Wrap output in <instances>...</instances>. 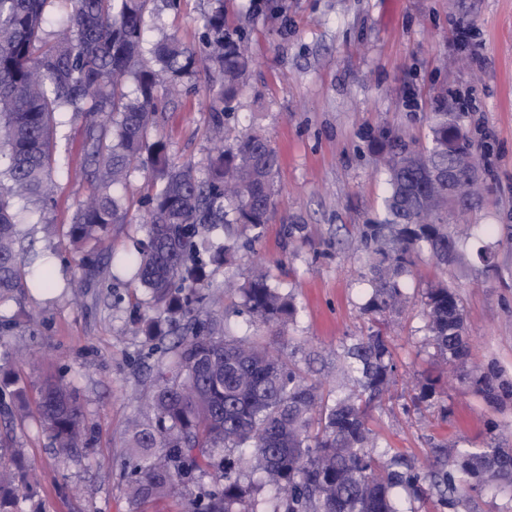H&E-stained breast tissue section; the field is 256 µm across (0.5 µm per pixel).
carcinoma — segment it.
<instances>
[{"label":"carcinoma","mask_w":512,"mask_h":512,"mask_svg":"<svg viewBox=\"0 0 512 512\" xmlns=\"http://www.w3.org/2000/svg\"><path fill=\"white\" fill-rule=\"evenodd\" d=\"M150 2L0 0V301L27 287L20 224L28 204L53 201L52 171L65 168L55 156V115L70 113L83 133L88 196L71 216L72 246L104 243L109 227L127 218L114 188L141 166L158 172L136 257V280L155 311L141 332L178 340L147 395L151 417H136L126 428L130 502L181 493L211 470L220 484L190 502V512H403L397 489L417 500L434 495L453 509L478 483L512 485V453L497 446H440L427 468L400 451L378 449L366 411L390 391L396 372L381 331L357 337L339 356L337 367L352 387L334 396L293 360L273 357L259 338H236L217 319L200 321L197 306L218 301L207 267L232 257V246L214 237L232 224L268 222L279 157L266 136L251 131L211 157L200 177L192 164L174 161L163 141L150 140L201 65L210 82L208 134L223 138L224 111L250 64L242 36L224 29L223 0H211L199 44L164 38L153 48L155 62L145 60ZM51 7L62 32L46 30ZM424 155L400 139L389 143L386 216L362 231L373 284L368 313L401 301L398 278L414 256L426 251L444 266L462 257L448 222L454 210L426 167L448 165V113H434ZM238 292L249 316L294 341L285 335L296 314L290 293L262 272ZM426 307L438 355L462 359L466 321L457 293L433 288ZM474 388L489 402L497 399L490 378L475 379ZM37 420L65 451L89 445L78 397L61 382L41 392ZM18 491L16 473L1 471L0 512Z\"/></svg>","instance_id":"carcinoma-1"}]
</instances>
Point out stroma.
Wrapping results in <instances>:
<instances>
[{"instance_id": "35a3bbf8", "label": "stroma", "mask_w": 512, "mask_h": 512, "mask_svg": "<svg viewBox=\"0 0 512 512\" xmlns=\"http://www.w3.org/2000/svg\"><path fill=\"white\" fill-rule=\"evenodd\" d=\"M209 0H180L168 8L153 0L144 18L147 42L173 34L198 43ZM230 30L247 38L249 77L224 113L226 145L246 129H260L279 155L274 209L268 224L240 229L238 259L212 268L210 282L241 284L252 268L294 297L289 333L294 344L252 323L237 295L207 308L235 336L264 335L282 356H294L325 388L339 386L336 357L369 330L386 336L397 384L368 412L384 446L425 463L437 445L477 449L499 442L512 448V387L488 402L472 380L494 375L512 384V0H224ZM472 27L469 42L456 30ZM182 101L169 107L155 136L170 155L205 168L208 90L203 76L186 83ZM458 116L479 167L474 207L454 223L467 255L464 264L439 269L420 254L402 279L401 312L363 310L373 285L359 245L364 225L382 214L388 176L377 162L379 143L398 133L426 145L434 113ZM82 133L69 114L56 117L57 154L70 164L56 174L58 193L46 210L29 215L23 230L30 257L55 253L58 279L81 277L79 295L28 289L0 303V354L37 352L27 365L0 357V378L24 387L35 405L40 386L60 380L76 390L92 439L87 448L60 451L31 419L0 414V432L14 448H0V465L21 477L36 473L13 512H187L195 496L214 485L205 476L180 497L132 507L126 495L128 458L123 430L145 416L138 402L171 340L156 342L138 330L149 316L129 261L144 238L143 203L152 169L132 172L119 188L128 221L110 228L104 272H84L67 224L86 191L78 171ZM492 252V265L477 258ZM447 282L466 317L469 354L457 365L439 359L429 341L426 292ZM432 387L433 398L409 409L412 397ZM455 512H512V487L492 483L466 490Z\"/></svg>"}]
</instances>
